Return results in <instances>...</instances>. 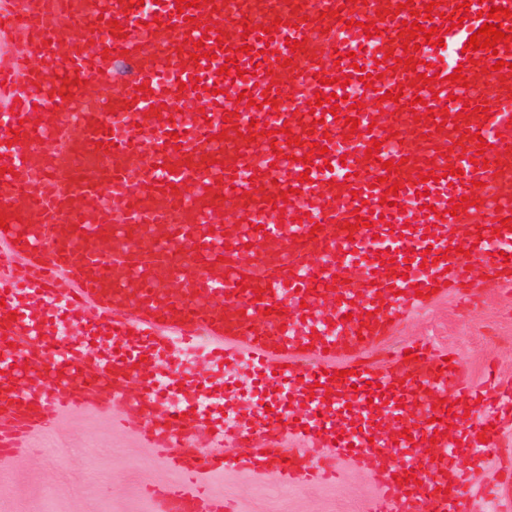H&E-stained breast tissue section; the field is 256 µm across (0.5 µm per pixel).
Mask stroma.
I'll use <instances>...</instances> for the list:
<instances>
[{
  "label": "stroma",
  "instance_id": "35a3bbf8",
  "mask_svg": "<svg viewBox=\"0 0 512 512\" xmlns=\"http://www.w3.org/2000/svg\"><path fill=\"white\" fill-rule=\"evenodd\" d=\"M429 338L450 354L474 382L495 367L502 384H512V294L485 279L478 296H448L399 325L381 349L389 352ZM113 407L105 416L83 408L63 411L50 436L33 437L26 447L0 459L9 481L0 491V512H153L146 485L178 481V474L127 431L113 428ZM61 449L57 458L46 448ZM341 478L296 491L280 487L274 473L254 476L233 468L208 479L210 490L232 500L236 512H368L377 487L350 460L340 463Z\"/></svg>",
  "mask_w": 512,
  "mask_h": 512
}]
</instances>
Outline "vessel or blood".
Instances as JSON below:
<instances>
[{
  "instance_id": "vessel-or-blood-1",
  "label": "vessel or blood",
  "mask_w": 512,
  "mask_h": 512,
  "mask_svg": "<svg viewBox=\"0 0 512 512\" xmlns=\"http://www.w3.org/2000/svg\"><path fill=\"white\" fill-rule=\"evenodd\" d=\"M464 1L469 18L450 27L448 15ZM429 2L414 0L408 10L399 0H198L181 11L176 0L149 11L138 0L0 7L1 30L31 36L0 70V93L13 106L0 114V186L42 202L33 214L0 201V250L11 257L0 267L1 458L47 435L66 408L105 413L124 403L138 437L182 476L147 488L155 512H235L204 483L228 464L276 472L296 488L336 481L341 456L373 478L371 512H473L478 497L512 512L511 496L475 479L498 445L499 416H512V387L491 376L473 384L426 342L380 372L368 361L399 323L439 296L473 293L479 275L512 288V231L501 226L512 218V53L462 52L482 26L479 11L499 7L496 23L512 31L504 14L512 0H444L430 19ZM410 19L442 30L443 46L409 47L402 28ZM369 22L378 35H365ZM227 57L241 71L225 78L218 69ZM409 58L416 67L406 66ZM119 59L128 67L122 89L76 111L86 85L111 83ZM364 71L375 75L373 86L361 81ZM456 71L458 83L449 79ZM181 82L211 111L179 140L167 131L171 91ZM389 91L396 100L386 99ZM333 93L341 98L336 114L315 106L317 95ZM252 100L260 112L248 113ZM356 103L353 128L345 119ZM437 116L445 125L435 126ZM73 126L79 135L63 158L35 163L46 134ZM479 153L484 163L473 164ZM389 160L395 172L382 169ZM22 171L40 178L16 180ZM428 172L434 180L422 181ZM393 187L395 205L383 204ZM464 196L472 206L448 215L451 199ZM145 227L164 250L135 245ZM494 239L497 255L488 247ZM374 244L384 263L349 279L350 257ZM43 311L111 337L113 351L66 341L41 321ZM203 343L215 393L208 400L187 388L189 354ZM243 360L267 392L279 388L303 403L299 418L254 405L225 420L217 393ZM339 368L345 380L332 379ZM420 387L429 402L413 417L400 393ZM171 389L179 404L166 402ZM451 393L458 402L450 407ZM368 396L393 429L378 432L364 418L349 432L339 405ZM288 434L335 444L337 453L314 460L286 450ZM202 436L218 446L242 441L249 451L229 463L205 456L196 446ZM463 455L472 469L457 466Z\"/></svg>"
}]
</instances>
